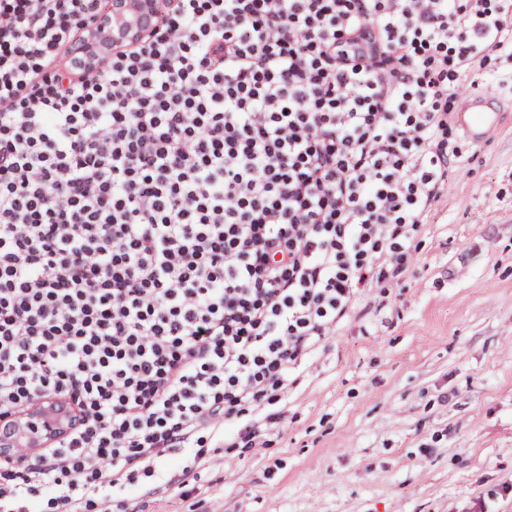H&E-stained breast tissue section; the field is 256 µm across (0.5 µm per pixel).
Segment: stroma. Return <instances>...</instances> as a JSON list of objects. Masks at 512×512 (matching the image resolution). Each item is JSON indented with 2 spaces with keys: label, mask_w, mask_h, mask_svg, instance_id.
<instances>
[{
  "label": "stroma",
  "mask_w": 512,
  "mask_h": 512,
  "mask_svg": "<svg viewBox=\"0 0 512 512\" xmlns=\"http://www.w3.org/2000/svg\"><path fill=\"white\" fill-rule=\"evenodd\" d=\"M472 79L501 124L477 143L452 122L406 271L291 372L254 446L179 458L188 496L148 479L134 512H512V65Z\"/></svg>",
  "instance_id": "obj_1"
}]
</instances>
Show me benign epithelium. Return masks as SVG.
Masks as SVG:
<instances>
[{
  "instance_id": "benign-epithelium-1",
  "label": "benign epithelium",
  "mask_w": 512,
  "mask_h": 512,
  "mask_svg": "<svg viewBox=\"0 0 512 512\" xmlns=\"http://www.w3.org/2000/svg\"><path fill=\"white\" fill-rule=\"evenodd\" d=\"M169 0H110L108 10L71 45L64 64L78 75L95 72L112 54L140 44L159 23ZM78 420V411L58 398L33 401L24 411L0 417V456L14 448H49Z\"/></svg>"
}]
</instances>
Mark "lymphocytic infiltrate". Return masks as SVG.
<instances>
[{
    "label": "lymphocytic infiltrate",
    "instance_id": "obj_1",
    "mask_svg": "<svg viewBox=\"0 0 512 512\" xmlns=\"http://www.w3.org/2000/svg\"><path fill=\"white\" fill-rule=\"evenodd\" d=\"M109 0H0V416L81 423L0 460V512H128L401 272L457 152L447 100L512 61V0H171L61 68ZM168 0H111L108 10L87 28L83 42L71 45L64 64L78 75L95 72L112 54L140 44L159 23Z\"/></svg>",
    "mask_w": 512,
    "mask_h": 512
}]
</instances>
